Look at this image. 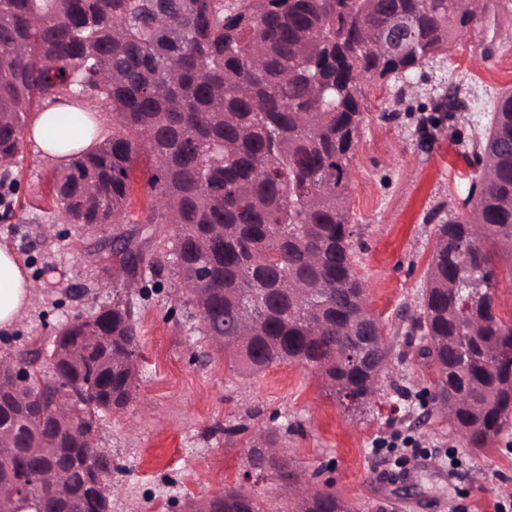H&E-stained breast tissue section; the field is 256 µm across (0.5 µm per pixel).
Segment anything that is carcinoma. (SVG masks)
<instances>
[{
	"instance_id": "cac0c4a2",
	"label": "carcinoma",
	"mask_w": 512,
	"mask_h": 512,
	"mask_svg": "<svg viewBox=\"0 0 512 512\" xmlns=\"http://www.w3.org/2000/svg\"><path fill=\"white\" fill-rule=\"evenodd\" d=\"M0 0V161L22 148L28 112L44 100L91 99L112 114V136L68 156L55 176L57 208L71 224L172 226L152 250L113 252L133 276L171 273L208 336L246 373L275 363L317 369L338 397L372 399L390 348L372 346L378 369L353 360L351 324L375 321L355 272L348 187L364 116L362 83L396 84L470 29L457 0ZM391 19L409 23L397 54L375 47ZM155 165L153 201L127 214L140 146ZM483 176L472 217H442L407 332L436 378L421 409L450 403L467 447L483 449L512 425V321L496 312L497 252L512 244V90L494 104L472 147ZM138 308L122 298L77 315L53 339L51 375L19 394L0 363V487L25 485L43 512H110L99 490L100 415L135 388ZM78 392L56 412L57 377ZM272 427L246 441L247 473L291 485L300 472ZM65 477L47 493L37 474ZM291 512H356L307 481ZM197 512H262L237 488Z\"/></svg>"
}]
</instances>
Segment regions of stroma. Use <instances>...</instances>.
<instances>
[{
    "label": "stroma",
    "instance_id": "obj_1",
    "mask_svg": "<svg viewBox=\"0 0 512 512\" xmlns=\"http://www.w3.org/2000/svg\"><path fill=\"white\" fill-rule=\"evenodd\" d=\"M470 30L412 72V94L364 85L365 120L352 161L349 204L356 271L367 305L392 349L369 404L337 397L317 370L276 363L256 374L204 336L176 278L147 286L130 279L108 246L113 227L61 221L53 195L56 166L31 141L10 168L12 216L0 220V246L12 249L39 284L34 308L0 334V356L49 353L55 327L91 316L115 296L140 309L136 389L123 409L103 415L98 443L110 448L112 512H193L227 487L250 492L264 512H287L289 490L276 476L245 479L241 437L229 426L287 430L283 447L317 487L382 512H512V430L483 451L467 448L440 407L422 418L415 389L433 368L407 334L418 316L435 245V216L462 214L479 166L464 146L480 139L501 91L512 90V0H475ZM457 92L467 108L439 113L432 145L419 119ZM112 287H104V280Z\"/></svg>",
    "mask_w": 512,
    "mask_h": 512
}]
</instances>
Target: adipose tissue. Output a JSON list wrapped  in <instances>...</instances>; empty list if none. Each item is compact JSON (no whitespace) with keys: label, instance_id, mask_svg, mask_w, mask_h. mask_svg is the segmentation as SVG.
Here are the masks:
<instances>
[{"label":"adipose tissue","instance_id":"adipose-tissue-1","mask_svg":"<svg viewBox=\"0 0 512 512\" xmlns=\"http://www.w3.org/2000/svg\"><path fill=\"white\" fill-rule=\"evenodd\" d=\"M86 122V133L75 142H67L59 124L56 108L40 112L28 130V137L43 156L64 162L70 151H87L95 147L101 134L102 116L77 106ZM38 292L26 268L8 248L0 247V331H11L34 307Z\"/></svg>","mask_w":512,"mask_h":512}]
</instances>
